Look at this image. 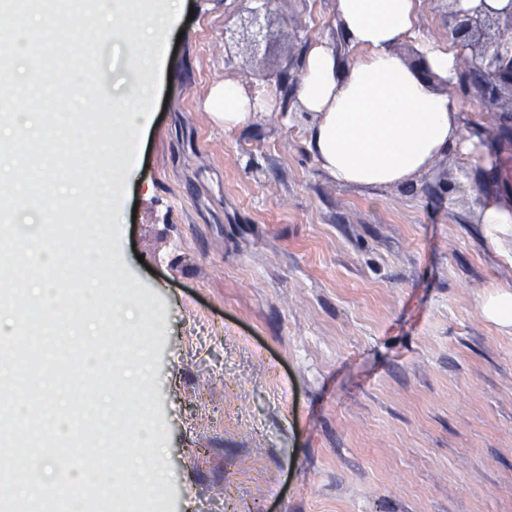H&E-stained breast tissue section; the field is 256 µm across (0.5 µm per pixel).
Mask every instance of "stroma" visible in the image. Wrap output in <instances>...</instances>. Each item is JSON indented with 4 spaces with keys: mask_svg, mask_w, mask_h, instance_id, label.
<instances>
[{
    "mask_svg": "<svg viewBox=\"0 0 512 512\" xmlns=\"http://www.w3.org/2000/svg\"><path fill=\"white\" fill-rule=\"evenodd\" d=\"M449 40L444 0H416ZM137 162L122 179L117 267L139 292L164 480L147 512H512V232L481 224L512 202L511 123L463 94L480 158L434 155L406 181L342 185L309 147L298 89L321 42L346 72L362 54L336 0H273L257 53L252 0H183ZM122 36L99 55L104 94L136 97ZM234 84L264 100L227 128ZM213 105L217 118L224 119L225 127H232L246 121L250 111L260 107L261 103L243 98L236 86L224 83V87L214 90ZM490 319L500 324H512V294L493 297L486 305Z\"/></svg>",
    "mask_w": 512,
    "mask_h": 512,
    "instance_id": "35a3bbf8",
    "label": "stroma"
}]
</instances>
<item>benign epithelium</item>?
<instances>
[{
  "instance_id": "benign-epithelium-1",
  "label": "benign epithelium",
  "mask_w": 512,
  "mask_h": 512,
  "mask_svg": "<svg viewBox=\"0 0 512 512\" xmlns=\"http://www.w3.org/2000/svg\"><path fill=\"white\" fill-rule=\"evenodd\" d=\"M260 2L251 10L250 25L243 31V40L251 46L266 37L261 15L269 2ZM447 19L448 34L469 54L478 72L477 89L512 120V0L499 8L478 0L466 9L460 0H448Z\"/></svg>"
}]
</instances>
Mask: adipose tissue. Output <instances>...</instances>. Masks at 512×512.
<instances>
[{
	"instance_id": "obj_1",
	"label": "adipose tissue",
	"mask_w": 512,
	"mask_h": 512,
	"mask_svg": "<svg viewBox=\"0 0 512 512\" xmlns=\"http://www.w3.org/2000/svg\"><path fill=\"white\" fill-rule=\"evenodd\" d=\"M337 13L346 39L366 54L343 73L323 44H313L305 58L299 98L317 117L311 146L323 168L340 184L379 189L406 180L445 149L473 154V141L457 128L465 103L426 78L431 72L454 79L457 43L417 40L421 74L392 50L399 39L415 38V0H337ZM213 105L232 127L259 103L227 84L214 90Z\"/></svg>"
}]
</instances>
